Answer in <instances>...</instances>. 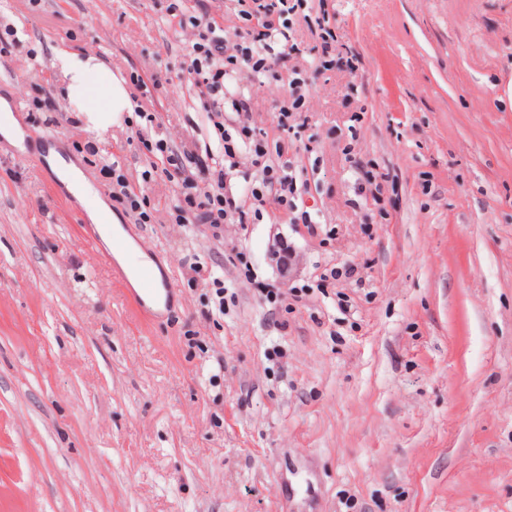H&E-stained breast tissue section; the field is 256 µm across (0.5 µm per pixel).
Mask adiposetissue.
Wrapping results in <instances>:
<instances>
[{"instance_id": "1", "label": "adipose tissue", "mask_w": 512, "mask_h": 512, "mask_svg": "<svg viewBox=\"0 0 512 512\" xmlns=\"http://www.w3.org/2000/svg\"><path fill=\"white\" fill-rule=\"evenodd\" d=\"M55 66L63 83V93L74 107L88 132L102 135L124 117L134 112L131 94L125 79L112 72L97 56L68 48L54 51ZM49 162L67 189L86 200L87 219L103 225L104 238H111L112 212L97 189L59 152H51Z\"/></svg>"}]
</instances>
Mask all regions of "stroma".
<instances>
[{
  "instance_id": "1",
  "label": "stroma",
  "mask_w": 512,
  "mask_h": 512,
  "mask_svg": "<svg viewBox=\"0 0 512 512\" xmlns=\"http://www.w3.org/2000/svg\"><path fill=\"white\" fill-rule=\"evenodd\" d=\"M194 8L0 0V96L26 132L0 139V512H512V0H308L333 41L293 23L297 70L253 76L245 120L202 108ZM59 46L104 58L153 121L92 136ZM243 120L287 143L307 223L259 205L243 150L224 189L247 223L176 224L158 141L216 159ZM47 133L93 185L119 161L141 209L112 212L174 285L158 318L87 246ZM300 78H293L288 83V93L293 98L290 107H283L281 112H279L278 116V125L280 127H286L288 125V119L292 117L293 113L289 112H303L304 103L306 100V92L308 89L306 88L305 80H302V86H300Z\"/></svg>"
}]
</instances>
